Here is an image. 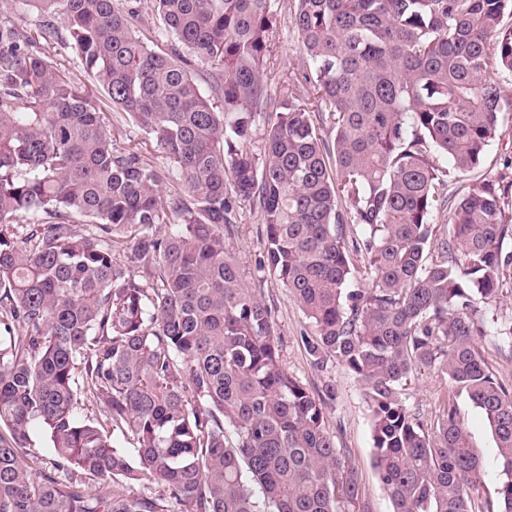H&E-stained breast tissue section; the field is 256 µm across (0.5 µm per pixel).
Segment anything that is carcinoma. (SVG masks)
<instances>
[{
  "label": "carcinoma",
  "mask_w": 512,
  "mask_h": 512,
  "mask_svg": "<svg viewBox=\"0 0 512 512\" xmlns=\"http://www.w3.org/2000/svg\"><path fill=\"white\" fill-rule=\"evenodd\" d=\"M136 3L0 15V512H371L325 425L334 385L285 370L225 247L246 205L264 226L256 271L300 306L312 365L338 361L362 388L392 512H512V388L482 354V306L512 280V208L491 180L448 189L495 138L512 0H293L321 115L288 92L257 152L270 0H154L164 51L137 34ZM60 47L161 146L169 186ZM425 368L446 381L430 422L404 397ZM461 396L492 431V497ZM55 58L58 60V64L69 72L70 76L75 81L82 85H86L89 91H93L99 97L101 111L105 113L109 120L107 123L117 137V129H115L112 124H115L116 120H119V117L112 110V103L107 99V97L103 93L97 92L95 80L93 79L92 74L85 67V63L70 49L59 48Z\"/></svg>",
  "instance_id": "obj_1"
}]
</instances>
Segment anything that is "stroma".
Instances as JSON below:
<instances>
[{
	"mask_svg": "<svg viewBox=\"0 0 512 512\" xmlns=\"http://www.w3.org/2000/svg\"><path fill=\"white\" fill-rule=\"evenodd\" d=\"M290 0H271L277 14L274 34L275 55L266 71V81L272 95H279L285 75L300 76L306 69L301 40L290 15ZM479 177L493 180L504 192L506 206L512 207V111L502 113L495 138L492 140ZM262 218L259 212L247 213L244 224L238 225L226 246L236 257L246 274L248 287L260 293L272 308L278 330L283 337L282 363L287 371L309 389L324 382L336 386V398L326 410V424L336 437L348 459L357 467L364 495L372 512H392V505L373 466V429L371 413L354 376L340 363L329 362L325 370H317L302 347L300 336L307 321L287 288L273 274L255 276L254 271L264 251ZM442 380L431 369L415 374L407 390V403L420 411L425 419H433L441 398ZM459 409L468 424L472 440L485 456L483 487L493 492L498 481L494 457L495 443L482 414L467 400H460Z\"/></svg>",
	"mask_w": 512,
	"mask_h": 512,
	"instance_id": "stroma-1",
	"label": "stroma"
}]
</instances>
